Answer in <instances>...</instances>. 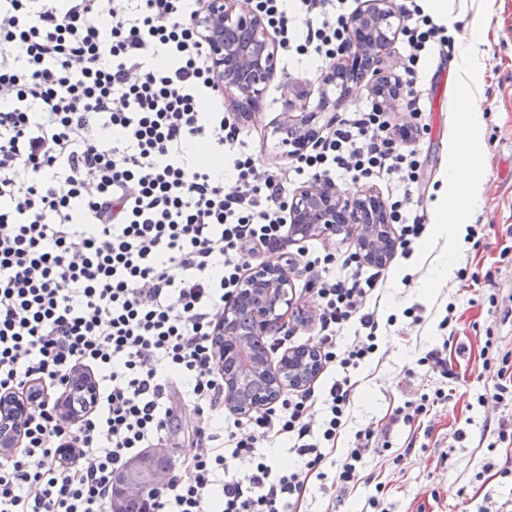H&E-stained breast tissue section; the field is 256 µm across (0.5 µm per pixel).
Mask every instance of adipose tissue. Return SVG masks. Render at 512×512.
Segmentation results:
<instances>
[{"mask_svg": "<svg viewBox=\"0 0 512 512\" xmlns=\"http://www.w3.org/2000/svg\"><path fill=\"white\" fill-rule=\"evenodd\" d=\"M473 30L471 41L461 46L456 60V94L463 108L457 117L455 137L448 147V166L440 190L442 202L436 209L431 228L432 237L447 241L448 249L437 264L434 280L427 283L431 289L438 281L447 279L464 226L481 202L483 178L478 166V137L483 121L476 94L481 69L478 47L483 30L478 24Z\"/></svg>", "mask_w": 512, "mask_h": 512, "instance_id": "adipose-tissue-1", "label": "adipose tissue"}]
</instances>
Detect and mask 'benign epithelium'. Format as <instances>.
<instances>
[{
    "label": "benign epithelium",
    "instance_id": "7a95c632",
    "mask_svg": "<svg viewBox=\"0 0 512 512\" xmlns=\"http://www.w3.org/2000/svg\"><path fill=\"white\" fill-rule=\"evenodd\" d=\"M239 0H203L193 25L206 45L212 74L218 89L231 107L248 117L262 109L264 94L278 70V49L265 19L257 12L238 7ZM396 0H363L348 21L347 40L336 62L322 76V84L354 70L371 71L389 55L397 31L391 19L397 17ZM398 63L390 73L376 72L370 93L378 107L392 111L401 96ZM285 111L276 121L286 135L284 143L292 154L307 151L320 137L319 119L326 115L327 101L312 109L309 91L301 82L282 84ZM389 216L382 198L374 192L349 199L336 185L315 180L301 188L287 207L289 237L306 240L321 235H340L354 224L359 233L356 259L368 264L386 263L397 248L388 232ZM295 270L289 260L261 262L248 268L241 288L224 305V321L217 331L215 347L218 367L230 357L242 359L244 372L263 378V387L251 393L237 392L224 383V406L248 416L274 404L284 389L302 388L316 377L321 363L319 351L304 346L285 351L277 364L252 362L246 358L249 340L238 329L240 312L249 316L251 335L268 336L285 324L294 303ZM73 393L55 401L53 412L59 420L73 421L78 412L90 410L97 400L95 378L78 371L72 379ZM28 403L7 391L0 394V449L21 446Z\"/></svg>",
    "mask_w": 512,
    "mask_h": 512
}]
</instances>
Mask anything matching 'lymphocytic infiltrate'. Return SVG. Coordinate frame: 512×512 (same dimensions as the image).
Returning <instances> with one entry per match:
<instances>
[{
	"instance_id": "f902f5d3",
	"label": "lymphocytic infiltrate",
	"mask_w": 512,
	"mask_h": 512,
	"mask_svg": "<svg viewBox=\"0 0 512 512\" xmlns=\"http://www.w3.org/2000/svg\"><path fill=\"white\" fill-rule=\"evenodd\" d=\"M286 51L323 73L347 39L348 0H251ZM189 0H0V389L64 392L82 369L99 403L62 423L33 401L19 451L0 458V512H107L115 474L169 443L175 402L193 451L150 496V512H298L343 425L351 370L377 348L379 286L335 254L299 248L326 367L343 375L242 420L224 410L213 330L260 251L287 241L286 175L235 149ZM403 100L454 40L402 0ZM227 157L225 168L210 160ZM413 140L377 109L341 114L292 173L393 182L401 256L425 231L412 207ZM360 334L343 344L347 325ZM373 430L346 449L336 483L355 488ZM301 464L276 475L262 445Z\"/></svg>"
}]
</instances>
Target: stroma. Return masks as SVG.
Masks as SVG:
<instances>
[{"instance_id": "stroma-1", "label": "stroma", "mask_w": 512, "mask_h": 512, "mask_svg": "<svg viewBox=\"0 0 512 512\" xmlns=\"http://www.w3.org/2000/svg\"><path fill=\"white\" fill-rule=\"evenodd\" d=\"M485 8L487 30L480 44L484 72L477 105L484 124L478 164L483 175L480 209L470 216L474 239L462 241L455 270L436 292L421 295L420 287L433 273L438 257L448 244L442 240L418 247L409 258L393 257L380 269L383 289L382 315H395L383 329L379 349L352 377L355 396L334 451L323 466L324 480H311L304 512H483L486 504L498 512H512V400L499 407H484L477 398L492 394L493 382L481 377L480 349L486 335H493L512 349V0H448L444 24L456 44L470 41L473 17ZM455 57H433L422 75V96L417 149L422 162L421 187L413 207L432 217L448 164V143L458 113ZM310 81V102L321 96L335 99L337 113L373 105L367 85L354 86L348 96L339 87L313 80L308 61L280 63V73L267 88L262 112L240 122L245 148L268 170L287 171L289 147L274 128L283 110L282 82ZM479 272L478 281H466L461 271ZM295 301L301 314L289 319L290 336L285 348L312 345L318 329L317 309L304 279L295 282ZM423 308L421 324L403 315L413 305ZM456 308L450 327H441L447 305ZM496 312H489V305ZM446 346L455 376L445 379L419 362L427 351ZM452 395L434 406L430 414L410 424L390 425L396 408L418 402L421 395L439 387ZM504 424L507 438L495 447L481 439L485 419ZM387 430L390 446L369 458L365 478L350 494L333 484L346 448L366 429ZM463 439H456V432ZM410 456H403L407 443Z\"/></svg>"}]
</instances>
